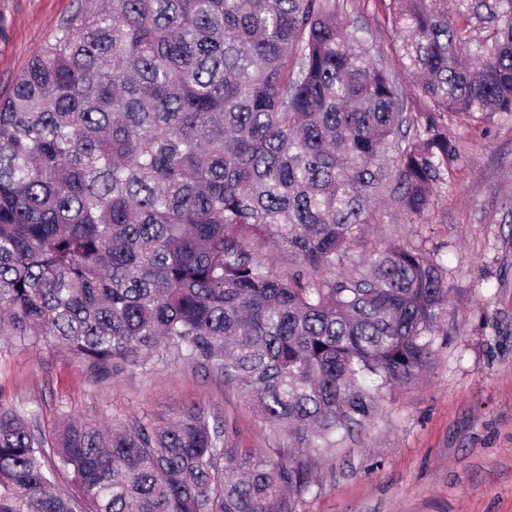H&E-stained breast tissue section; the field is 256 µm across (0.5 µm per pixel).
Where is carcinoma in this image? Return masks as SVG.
<instances>
[{
    "mask_svg": "<svg viewBox=\"0 0 512 512\" xmlns=\"http://www.w3.org/2000/svg\"><path fill=\"white\" fill-rule=\"evenodd\" d=\"M376 2L423 110L340 0H87L0 98V340L96 383L183 361L295 449L203 405L67 416L50 443L0 406V512H298L367 380L432 363L443 266L394 243L336 265L385 198L428 209L445 114H512V0Z\"/></svg>",
    "mask_w": 512,
    "mask_h": 512,
    "instance_id": "obj_1",
    "label": "carcinoma"
}]
</instances>
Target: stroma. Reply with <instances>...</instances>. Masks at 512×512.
Instances as JSON below:
<instances>
[{
    "label": "stroma",
    "mask_w": 512,
    "mask_h": 512,
    "mask_svg": "<svg viewBox=\"0 0 512 512\" xmlns=\"http://www.w3.org/2000/svg\"><path fill=\"white\" fill-rule=\"evenodd\" d=\"M78 0H0V94L76 10ZM443 124L459 147L423 216L382 210L343 272L394 242L443 264L448 307L435 356L415 382L380 392L364 426L314 460L317 483L299 512H512V115ZM0 404L35 411L44 433L67 415L162 419L196 404L232 419L243 444L287 450L222 380L158 363L109 385L50 344L0 342Z\"/></svg>",
    "instance_id": "obj_1"
}]
</instances>
